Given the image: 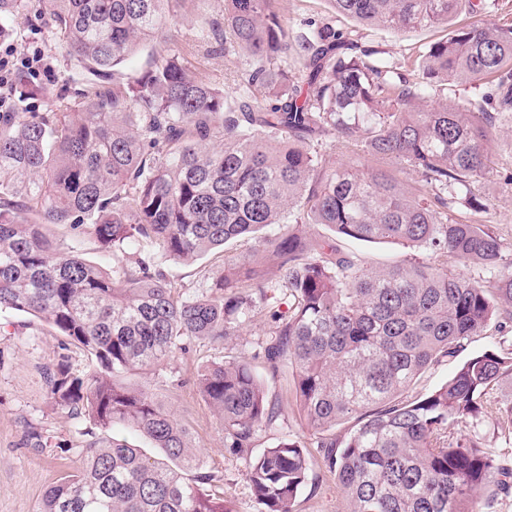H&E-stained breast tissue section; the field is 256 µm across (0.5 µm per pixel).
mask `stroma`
<instances>
[{"label": "stroma", "mask_w": 512, "mask_h": 512, "mask_svg": "<svg viewBox=\"0 0 512 512\" xmlns=\"http://www.w3.org/2000/svg\"><path fill=\"white\" fill-rule=\"evenodd\" d=\"M221 0H173L174 20L161 37L141 42L127 67L133 71L146 68L153 54L195 49L192 71L202 79L235 94L241 75L249 65L246 56L224 51L213 35L221 20ZM38 0H26L11 18L15 34L12 44L18 54L40 48L52 66L51 72L29 76L26 84L15 87L11 109L15 112L43 110L46 101L35 98L30 86L49 91L65 102L80 100L86 88L81 69L61 50L62 39L54 28L36 20ZM275 9L290 32L305 30L311 22L333 21L336 28L359 30L361 43L376 52L378 58L405 71L411 69L426 46L444 38L447 26L425 27L394 32L383 27L359 28L347 16L335 14L330 0H276ZM492 171L487 178L471 186L474 195L488 199L486 212L475 215L480 224L490 225L512 251V112L503 114L491 130ZM217 344L194 343L187 352H178L154 374L151 383L162 386V400L171 413L190 431L203 460V469L224 487V498L232 512H260L246 478L249 456L230 450L224 430L203 400L194 376L204 362L220 357ZM67 357L74 373L92 370L91 360L81 350L69 345L47 323L23 313L0 312V512H39L48 485L80 465L79 449L85 438L80 431L86 421L75 419L57 408L45 380V369L60 357ZM270 394L283 407L278 428L260 430L256 450L276 444L287 433L306 434L302 425L288 375L267 378ZM39 430L54 445L53 453L34 448L30 430ZM315 492H305L298 499L296 512H348V502L337 479L312 455Z\"/></svg>", "instance_id": "obj_1"}]
</instances>
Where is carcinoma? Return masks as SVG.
Listing matches in <instances>:
<instances>
[{
	"label": "carcinoma",
	"mask_w": 512,
	"mask_h": 512,
	"mask_svg": "<svg viewBox=\"0 0 512 512\" xmlns=\"http://www.w3.org/2000/svg\"><path fill=\"white\" fill-rule=\"evenodd\" d=\"M61 49L87 73L74 107L0 112V311L45 321L97 363L63 358L47 370L56 405L108 432L122 423L163 458L127 439L91 441L81 466L50 485L39 512H231L201 472L187 428L137 379L194 342H232L259 321L266 370H292L293 391L349 512H490L512 489V461L483 434L498 414L512 434V355L460 362L432 391L404 393L493 320L512 321V261L487 224H465L487 200L488 132L512 112V28H452L410 73L370 60L359 36L320 22L289 35L274 0H224V43L251 68L234 97L158 53L124 81L116 72L141 41L171 24L170 0H40ZM362 26L393 31L450 24L462 0H330ZM24 0H0V39ZM497 77L474 108L431 105L430 91ZM267 90L263 101L252 88ZM363 137L378 166L328 167L326 138ZM393 243L478 263L479 280L409 256L366 265L312 237ZM69 227L72 239L48 227ZM106 251L136 248L108 270L77 238ZM257 250L224 263L202 289L162 270L241 239ZM230 447L247 452L283 408L233 354L196 373ZM341 440L325 436L341 421ZM467 432L454 435L448 424ZM311 458L288 435L249 460L260 512H295Z\"/></svg>",
	"instance_id": "carcinoma-1"
}]
</instances>
